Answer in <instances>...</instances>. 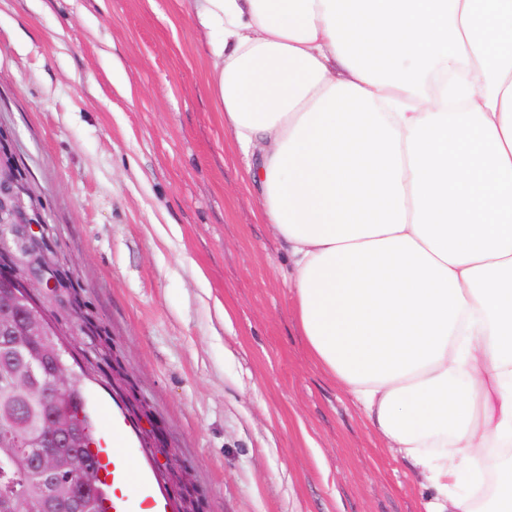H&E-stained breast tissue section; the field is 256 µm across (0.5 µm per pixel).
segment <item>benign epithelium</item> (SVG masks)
Listing matches in <instances>:
<instances>
[{
  "instance_id": "7a95c632",
  "label": "benign epithelium",
  "mask_w": 512,
  "mask_h": 512,
  "mask_svg": "<svg viewBox=\"0 0 512 512\" xmlns=\"http://www.w3.org/2000/svg\"><path fill=\"white\" fill-rule=\"evenodd\" d=\"M27 191L21 189L20 175L14 165L4 164L0 157V224H30V210L34 209V201L25 200ZM52 287V281L45 278L38 270L21 271L11 267L0 274V334L13 337L46 335L45 322L28 313L21 307V294L35 296L44 288ZM76 385L75 376L65 369L53 375L51 388L47 394L52 396L53 412L47 417L51 443L56 450H48L36 459L21 456L14 459V467L20 473H28L39 468L48 480L57 483L71 477L75 470H82L88 463L85 454L75 451H61L69 438V430L59 426V419L69 414V392ZM39 512H83V501L74 496L58 499L45 497L39 504Z\"/></svg>"
}]
</instances>
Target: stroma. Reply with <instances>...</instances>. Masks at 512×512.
<instances>
[{
	"instance_id": "1",
	"label": "stroma",
	"mask_w": 512,
	"mask_h": 512,
	"mask_svg": "<svg viewBox=\"0 0 512 512\" xmlns=\"http://www.w3.org/2000/svg\"><path fill=\"white\" fill-rule=\"evenodd\" d=\"M184 0H0V149L71 285L40 294L96 436L177 512H421L424 479L311 358L290 258Z\"/></svg>"
}]
</instances>
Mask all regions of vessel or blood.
Instances as JSON below:
<instances>
[{
  "instance_id": "b4317fda",
  "label": "vessel or blood",
  "mask_w": 512,
  "mask_h": 512,
  "mask_svg": "<svg viewBox=\"0 0 512 512\" xmlns=\"http://www.w3.org/2000/svg\"><path fill=\"white\" fill-rule=\"evenodd\" d=\"M95 454L102 467L105 482L110 488V495L103 503L105 512H166L165 504L157 498L148 486L144 475H131L124 456L114 452L107 443H100ZM136 485L140 500L137 510H130L127 492L129 485Z\"/></svg>"
}]
</instances>
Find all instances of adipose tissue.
Masks as SVG:
<instances>
[{"instance_id": "obj_1", "label": "adipose tissue", "mask_w": 512, "mask_h": 512, "mask_svg": "<svg viewBox=\"0 0 512 512\" xmlns=\"http://www.w3.org/2000/svg\"><path fill=\"white\" fill-rule=\"evenodd\" d=\"M186 4L310 354L424 512H512V0Z\"/></svg>"}]
</instances>
